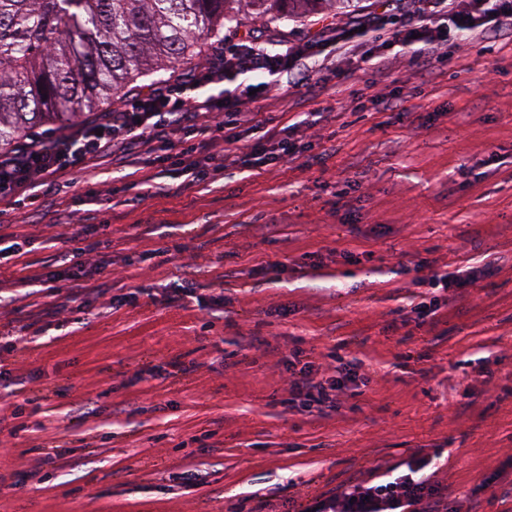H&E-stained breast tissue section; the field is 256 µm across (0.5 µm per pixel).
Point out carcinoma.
<instances>
[{
	"mask_svg": "<svg viewBox=\"0 0 512 512\" xmlns=\"http://www.w3.org/2000/svg\"><path fill=\"white\" fill-rule=\"evenodd\" d=\"M353 0H0V153L64 131L139 76L186 64L245 8L300 18Z\"/></svg>",
	"mask_w": 512,
	"mask_h": 512,
	"instance_id": "cac0c4a2",
	"label": "carcinoma"
}]
</instances>
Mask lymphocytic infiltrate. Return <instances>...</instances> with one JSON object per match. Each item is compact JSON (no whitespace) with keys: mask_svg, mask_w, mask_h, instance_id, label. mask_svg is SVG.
<instances>
[{"mask_svg":"<svg viewBox=\"0 0 512 512\" xmlns=\"http://www.w3.org/2000/svg\"><path fill=\"white\" fill-rule=\"evenodd\" d=\"M388 12L402 20L395 40L384 39L383 15H370L361 23L374 44L368 60L384 62L392 42L413 47L419 56L436 58L440 44L447 42L449 29L471 33L489 24L504 21L512 12V0H469L457 7L455 0H384ZM349 26L327 28L322 39L296 46H282L275 53L247 41L221 50L216 58L184 77L161 86H148L122 106L110 109L93 121H82L67 132L34 137L22 142L11 153H0V205L13 207L24 201L36 202L52 195L58 176L84 170L97 157L110 155L140 168L166 166L185 176L188 184L215 182L209 163L233 162L242 169L268 167L283 162L294 147L287 130L267 128L255 120L258 136L234 157L218 154L220 144L238 141V130L245 122L242 104L252 89L243 86L224 98L198 96L185 99L187 87L223 83L226 77L260 72L269 78L306 66L309 59L328 45L340 48L350 40ZM181 135L180 146H173L174 135ZM98 227L83 225L70 237V246L40 275L43 283L77 282L100 273L101 265L90 263L88 255L96 248L92 238ZM490 269L456 276L433 275L426 284L436 294L414 305L419 323L434 318L442 304V292L472 286L478 277L490 276ZM292 374L286 403L324 415L336 411L342 396L363 383L365 376L355 361L337 360L322 368L296 350L287 362ZM430 456L413 459L402 474L384 472L361 480L350 488L303 506L300 512H448V501L440 484L427 468Z\"/></svg>","mask_w":512,"mask_h":512,"instance_id":"1","label":"lymphocytic infiltrate"}]
</instances>
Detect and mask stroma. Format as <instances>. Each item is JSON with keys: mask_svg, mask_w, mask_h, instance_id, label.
I'll list each match as a JSON object with an SVG mask.
<instances>
[{"mask_svg": "<svg viewBox=\"0 0 512 512\" xmlns=\"http://www.w3.org/2000/svg\"><path fill=\"white\" fill-rule=\"evenodd\" d=\"M355 10L270 20L243 13L199 40L193 71L224 40L302 43ZM359 37L325 51L248 104L291 126L294 154L263 170L227 169L173 194L114 193L112 159L60 177L53 203L0 212L19 250L0 277V325L53 307L25 347L0 335V512H298L375 468L439 448L449 500L512 512V20L443 61L413 49L362 62ZM341 72L329 79L330 68ZM398 97L395 122L385 108ZM323 156L320 164L311 163ZM167 210L168 221L147 216ZM99 227L105 269L92 305L35 274L74 232ZM169 248L166 263L142 252ZM495 275L451 293L435 326L404 323L416 264ZM195 267L199 297L164 305L172 272ZM363 363L370 381L325 417L283 406L294 348ZM91 402L94 411L77 408Z\"/></svg>", "mask_w": 512, "mask_h": 512, "instance_id": "obj_1", "label": "stroma"}]
</instances>
